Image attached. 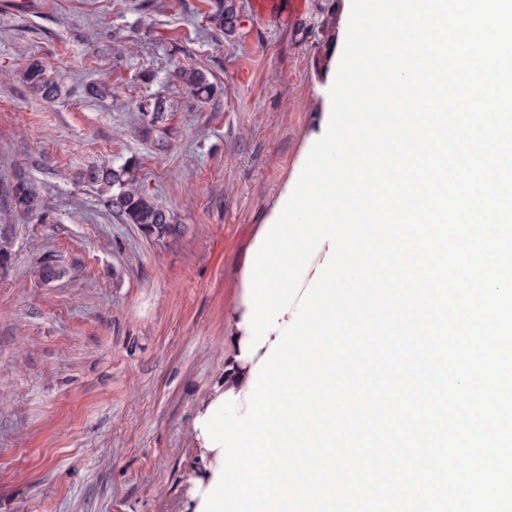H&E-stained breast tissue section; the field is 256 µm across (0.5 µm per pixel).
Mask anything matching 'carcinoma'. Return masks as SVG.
<instances>
[{
  "label": "carcinoma",
  "instance_id": "cac0c4a2",
  "mask_svg": "<svg viewBox=\"0 0 512 512\" xmlns=\"http://www.w3.org/2000/svg\"><path fill=\"white\" fill-rule=\"evenodd\" d=\"M208 20L214 30L225 35L233 33L238 21L234 0H211ZM178 79L196 98L207 100L212 96L213 85L202 70L186 65L178 71ZM22 81L31 94L41 100L51 101L58 96L56 75L38 59L32 60L23 71ZM137 109L153 125L163 119L167 101L154 96L150 102L139 103ZM79 179L96 187L105 197L108 209L118 215L123 223L135 224L146 234L157 237L175 232L169 212L156 203L127 168L116 170L109 164L93 163L80 172ZM5 193L14 212L38 217L45 213L44 195L36 181L19 176L6 187ZM12 252L13 227L0 224V268L9 262Z\"/></svg>",
  "mask_w": 512,
  "mask_h": 512
}]
</instances>
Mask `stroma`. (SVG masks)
<instances>
[{"label":"stroma","instance_id":"1","mask_svg":"<svg viewBox=\"0 0 512 512\" xmlns=\"http://www.w3.org/2000/svg\"><path fill=\"white\" fill-rule=\"evenodd\" d=\"M236 0L232 35L209 0H0V191L41 182L43 219L14 216L0 269V512H189L203 469L197 412L224 382L243 262L327 112L347 27L321 29L327 4L267 19ZM60 95L31 96L30 59ZM215 91L197 102L183 64ZM109 86L93 98L90 87ZM167 97L148 126L138 102ZM96 161L133 166L177 226L124 224L76 180ZM63 268L45 283L44 261Z\"/></svg>","mask_w":512,"mask_h":512}]
</instances>
